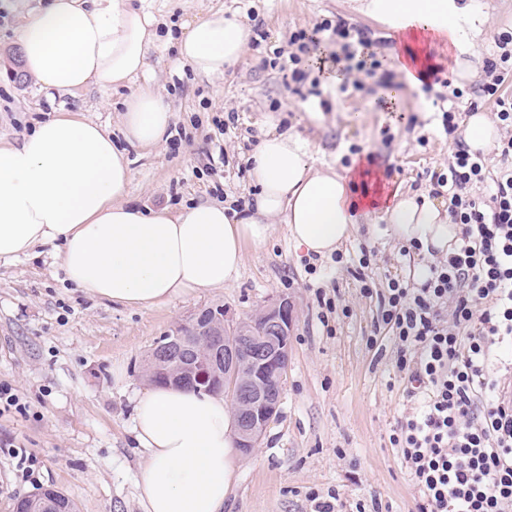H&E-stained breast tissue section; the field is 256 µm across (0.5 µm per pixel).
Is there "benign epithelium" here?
I'll use <instances>...</instances> for the list:
<instances>
[{"label": "benign epithelium", "mask_w": 512, "mask_h": 512, "mask_svg": "<svg viewBox=\"0 0 512 512\" xmlns=\"http://www.w3.org/2000/svg\"><path fill=\"white\" fill-rule=\"evenodd\" d=\"M262 327L227 339L241 323L217 322L197 312L167 333L166 349L151 358L155 373L174 382H206L222 394L239 399L234 446L242 454L259 447L279 413L280 397L288 377L290 335L294 307L279 298L261 312Z\"/></svg>", "instance_id": "1"}]
</instances>
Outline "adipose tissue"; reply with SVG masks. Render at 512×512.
Listing matches in <instances>:
<instances>
[{
    "instance_id": "ef3b65f1",
    "label": "adipose tissue",
    "mask_w": 512,
    "mask_h": 512,
    "mask_svg": "<svg viewBox=\"0 0 512 512\" xmlns=\"http://www.w3.org/2000/svg\"><path fill=\"white\" fill-rule=\"evenodd\" d=\"M365 14L407 37L399 67L418 85L431 68L427 43L461 45L485 14L459 0H366ZM155 16L130 0H50L17 34L24 69L40 88L73 94L135 84L150 69ZM245 22L212 11L183 24L178 62L218 78L243 55ZM123 134L140 146L168 136L172 114L157 92L137 87L124 102ZM258 192L251 209L201 203L178 214L128 204L130 170L96 122L68 112L14 142L0 143V260L61 246L70 283L128 307L154 306L193 288L233 284L244 245H262L274 224L296 247L336 251L360 210L382 211L401 239L447 252L458 234L443 205L381 187L359 190L355 175L313 168L302 140L267 133L249 159ZM133 433L146 461L137 480L144 512H223L233 475L234 419L223 396L169 386L139 393Z\"/></svg>"
}]
</instances>
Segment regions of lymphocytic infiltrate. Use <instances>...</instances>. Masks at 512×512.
Listing matches in <instances>:
<instances>
[{"label": "lymphocytic infiltrate", "mask_w": 512, "mask_h": 512, "mask_svg": "<svg viewBox=\"0 0 512 512\" xmlns=\"http://www.w3.org/2000/svg\"><path fill=\"white\" fill-rule=\"evenodd\" d=\"M344 71L380 74L369 35L344 21L321 22ZM482 93L512 130V31L495 38ZM502 167L487 178L481 151L458 145L447 172L448 215L459 227L455 246L422 272L419 286L393 278L379 293L380 324L398 346L417 411L398 421L399 448L419 496V512H512V133L493 149ZM491 180L488 199L470 195Z\"/></svg>", "instance_id": "1"}]
</instances>
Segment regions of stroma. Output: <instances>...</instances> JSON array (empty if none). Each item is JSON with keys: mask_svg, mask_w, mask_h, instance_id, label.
Returning <instances> with one entry per match:
<instances>
[{"mask_svg": "<svg viewBox=\"0 0 512 512\" xmlns=\"http://www.w3.org/2000/svg\"><path fill=\"white\" fill-rule=\"evenodd\" d=\"M493 21L467 58L444 44L431 48L441 67L431 91L407 87L390 56L388 25L361 10L363 0H146L161 38L145 76L168 104L171 138L154 148L129 145L122 102L132 88L109 93L90 87L74 94L40 90L23 68L16 32L42 0H0V140L14 141L61 112L101 124L131 172L127 200L176 214L200 203L247 205L255 187L247 163L268 116L277 132L298 135L315 168L346 173L358 152L379 156L393 171L388 190L440 195L433 174L446 172L460 130L446 134L436 96L453 90L493 114L480 95L483 63L497 32L512 27V0H487ZM252 21L260 37L249 43L224 77L207 78L176 64L169 43L183 22L214 10ZM345 19L366 29L377 59L404 88L398 109L381 108L376 78L352 72L362 91L339 95L329 80L318 94L298 92L283 78L291 67L292 34ZM474 71L460 78L458 65ZM402 239L382 213L363 220L338 256L308 259L286 225L277 224L260 246L245 244L237 281L229 288H194L167 302L130 308L67 282L56 246H39L9 263L0 261V384L16 405H0V512L13 501L54 487L78 512H143L136 488L145 454L132 433L136 396L146 386L144 360L158 339L197 311L223 305L236 318L254 315L278 298L294 306L288 378L280 411L260 447L234 454V477L224 512H315V498L341 494L343 512L357 504L379 512H418L419 498L390 435L414 405L408 375L398 369L393 337L376 332L378 292L397 277L417 283L428 258L402 253ZM375 296L365 295L361 281ZM335 308L323 314L318 295Z\"/></svg>", "mask_w": 512, "mask_h": 512, "instance_id": "stroma-1", "label": "stroma"}]
</instances>
